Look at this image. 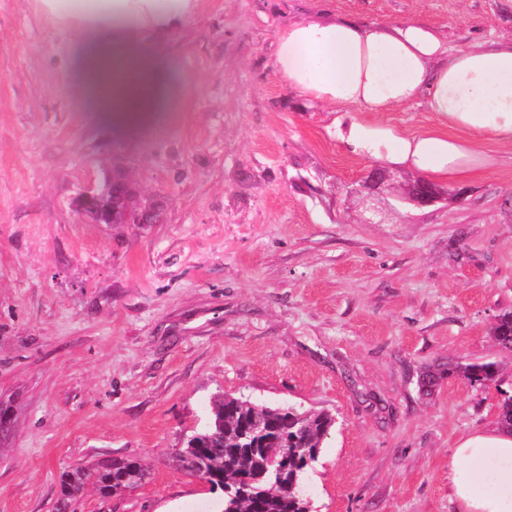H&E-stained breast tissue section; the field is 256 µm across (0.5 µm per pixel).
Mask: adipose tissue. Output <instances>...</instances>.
<instances>
[{
    "label": "adipose tissue",
    "mask_w": 512,
    "mask_h": 512,
    "mask_svg": "<svg viewBox=\"0 0 512 512\" xmlns=\"http://www.w3.org/2000/svg\"><path fill=\"white\" fill-rule=\"evenodd\" d=\"M33 6L88 42L84 79L99 106L127 122L151 111L160 93L144 35L169 37L196 16L199 0H33ZM272 68L311 103L391 112L420 99L441 123L405 135L351 121L341 139L357 156L452 180L483 166L478 143L512 146V42L451 50L419 21L319 17L278 32ZM449 480L460 512H512V433L496 425L459 439Z\"/></svg>",
    "instance_id": "obj_1"
}]
</instances>
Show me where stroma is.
<instances>
[{
	"label": "stroma",
	"mask_w": 512,
	"mask_h": 512,
	"mask_svg": "<svg viewBox=\"0 0 512 512\" xmlns=\"http://www.w3.org/2000/svg\"><path fill=\"white\" fill-rule=\"evenodd\" d=\"M416 20L449 46L512 39V0H200L145 37L161 96L122 126L79 66L80 35L0 0V512H54L65 471L116 457L148 477L77 512H222L175 462L215 394L336 419L303 491L316 512H456L448 457L496 423L512 352V148L364 224L345 188L375 166L334 118L436 128L422 101L331 112L272 69L277 32L323 10ZM121 170L158 201L153 224H96L76 193ZM493 362L498 383L446 377ZM439 373L433 393L425 371ZM491 337L499 348L512 351V312L498 317L491 328Z\"/></svg>",
	"instance_id": "stroma-1"
}]
</instances>
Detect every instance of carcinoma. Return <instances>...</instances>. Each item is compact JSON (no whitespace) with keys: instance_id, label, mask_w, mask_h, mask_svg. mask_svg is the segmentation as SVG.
I'll return each instance as SVG.
<instances>
[{"instance_id":"1","label":"carcinoma","mask_w":512,"mask_h":512,"mask_svg":"<svg viewBox=\"0 0 512 512\" xmlns=\"http://www.w3.org/2000/svg\"><path fill=\"white\" fill-rule=\"evenodd\" d=\"M494 343L512 351V312L500 315L491 328ZM471 385L486 387L496 380L492 363L448 362ZM336 423L326 412H300L257 406L224 394L214 399L208 424L176 454V461L195 476L211 477V489L224 496V512H308L300 495L307 460L319 455L323 439ZM142 465L114 458L97 470L77 467L62 479L55 512H75L85 485L93 483L111 496L143 481Z\"/></svg>"}]
</instances>
